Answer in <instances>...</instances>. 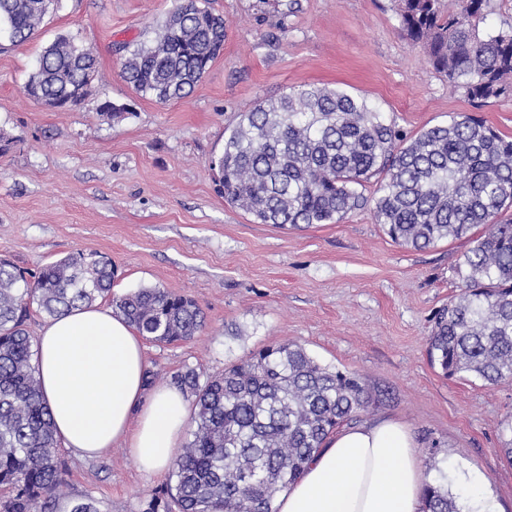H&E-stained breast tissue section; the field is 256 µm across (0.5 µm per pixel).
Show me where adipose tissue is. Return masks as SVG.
Returning <instances> with one entry per match:
<instances>
[{
  "label": "adipose tissue",
  "mask_w": 512,
  "mask_h": 512,
  "mask_svg": "<svg viewBox=\"0 0 512 512\" xmlns=\"http://www.w3.org/2000/svg\"><path fill=\"white\" fill-rule=\"evenodd\" d=\"M34 366L64 447L93 458L122 442L145 474L168 469L189 404L176 388L146 391L141 343L122 316L95 304L48 320ZM426 483L405 424L364 422L333 433L275 506L277 512H422Z\"/></svg>",
  "instance_id": "1"
}]
</instances>
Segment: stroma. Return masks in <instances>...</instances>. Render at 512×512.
Here are the masks:
<instances>
[{
    "label": "stroma",
    "mask_w": 512,
    "mask_h": 512,
    "mask_svg": "<svg viewBox=\"0 0 512 512\" xmlns=\"http://www.w3.org/2000/svg\"><path fill=\"white\" fill-rule=\"evenodd\" d=\"M224 50L194 91L165 104L120 72L121 43L152 36L173 0H59L35 39L0 51V259L34 273L96 252L113 291L158 286L193 299L204 332L145 342L153 387L193 368L223 373L249 353L293 342L319 363L358 374L373 403L361 420L410 428L428 479L458 490L473 473L492 512H512V382L444 377L427 356L435 313L460 292L468 244L415 251L385 234L372 207L307 228L255 223L215 191L212 159L242 112L309 83L366 98L416 133L475 112L512 139V98L473 107L404 36L394 0H210ZM80 33L97 55L85 104L55 109L24 86L43 47ZM108 99L128 105L108 118ZM60 503L92 497L99 512H142L167 483L123 444L101 458L62 449Z\"/></svg>",
    "instance_id": "35a3bbf8"
}]
</instances>
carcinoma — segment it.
<instances>
[{"mask_svg": "<svg viewBox=\"0 0 512 512\" xmlns=\"http://www.w3.org/2000/svg\"><path fill=\"white\" fill-rule=\"evenodd\" d=\"M54 0H0V34L21 45L38 36ZM490 0H397L400 30L468 99L512 96V25L479 27ZM224 50V16L208 0H179L154 36L119 46L124 80L158 103L182 99ZM96 56L77 35L43 48L30 98L61 108L85 103ZM378 178L376 196L358 188ZM224 200L259 224H337L373 204L396 243L426 250L466 237L461 292L435 316L427 355L444 376L489 385L512 381V140L476 115L415 135L366 98L326 85L292 88L255 105L224 138L217 164ZM112 262L65 256L25 276L0 259V512H56L64 484L54 422L32 364V307L50 317L107 299L141 336L188 341L205 316L190 298L141 287L112 293ZM193 397V428L169 482L143 512H276V494L297 480L341 425L366 411L360 377L320 364L301 346H267L201 378L175 376ZM460 496L428 482L423 512H463Z\"/></svg>", "mask_w": 512, "mask_h": 512, "instance_id": "obj_1", "label": "carcinoma"}]
</instances>
